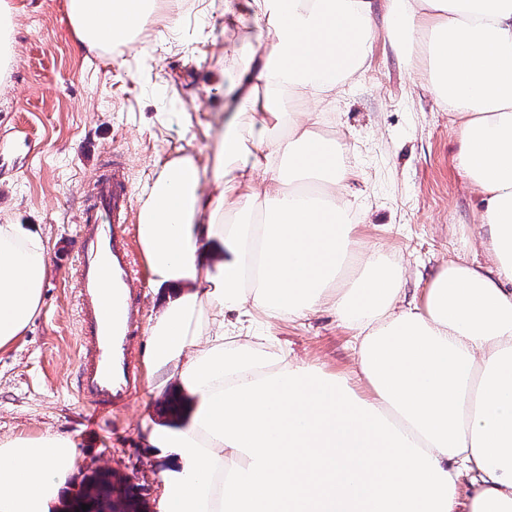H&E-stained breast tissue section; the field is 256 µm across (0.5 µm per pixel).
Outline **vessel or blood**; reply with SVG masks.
I'll return each mask as SVG.
<instances>
[{
  "mask_svg": "<svg viewBox=\"0 0 512 512\" xmlns=\"http://www.w3.org/2000/svg\"><path fill=\"white\" fill-rule=\"evenodd\" d=\"M133 210L129 172L122 159L98 171L78 211L76 292L79 304L74 392L93 417L124 406L136 388L131 346L142 322L131 284L140 269L130 243Z\"/></svg>",
  "mask_w": 512,
  "mask_h": 512,
  "instance_id": "b4317fda",
  "label": "vessel or blood"
}]
</instances>
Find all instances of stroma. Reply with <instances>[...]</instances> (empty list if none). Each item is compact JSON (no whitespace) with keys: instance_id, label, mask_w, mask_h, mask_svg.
I'll list each match as a JSON object with an SVG mask.
<instances>
[{"instance_id":"obj_1","label":"stroma","mask_w":512,"mask_h":512,"mask_svg":"<svg viewBox=\"0 0 512 512\" xmlns=\"http://www.w3.org/2000/svg\"><path fill=\"white\" fill-rule=\"evenodd\" d=\"M16 59L0 78V224H26L49 244L41 310L24 336L0 351V439L51 431L85 460L134 473L150 512H160L167 468L145 440L159 426L164 394L139 384L127 405L94 420L72 393L77 357L76 213L100 163L128 159L133 193L158 162L184 150L207 159L223 122L220 82L236 77L233 52L257 31L230 23L224 0H184L170 27L148 19L132 47L90 55L65 0H14ZM421 62L377 39L354 84L339 89L329 134L348 146L345 163L358 235L403 257L408 296H422L443 261L477 235L479 202L461 189L453 115L426 85ZM275 350L348 373L353 335L335 314L254 324Z\"/></svg>"}]
</instances>
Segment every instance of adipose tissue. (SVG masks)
Returning <instances> with one entry per match:
<instances>
[{"label": "adipose tissue", "mask_w": 512, "mask_h": 512, "mask_svg": "<svg viewBox=\"0 0 512 512\" xmlns=\"http://www.w3.org/2000/svg\"><path fill=\"white\" fill-rule=\"evenodd\" d=\"M161 0H65L83 48L131 43ZM264 53H240L208 163L178 153L140 195L150 390L195 400L146 442L172 467L162 512H512V0H249ZM426 63L455 118L480 233L407 299L401 257L350 219L347 146L327 109L378 37ZM49 248L0 224V350L40 312ZM354 332L353 380L272 352L256 319L324 311ZM363 383L359 395L354 383ZM84 464L45 431L0 440V512H49ZM475 477L458 503L462 471Z\"/></svg>", "instance_id": "1"}]
</instances>
